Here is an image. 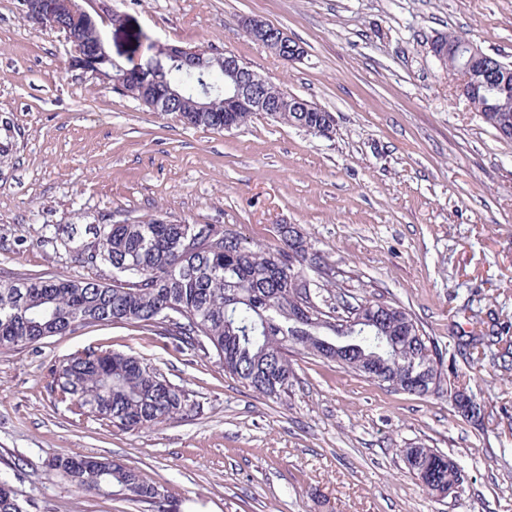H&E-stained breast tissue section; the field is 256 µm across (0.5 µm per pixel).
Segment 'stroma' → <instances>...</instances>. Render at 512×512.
Returning <instances> with one entry per match:
<instances>
[{
	"label": "stroma",
	"instance_id": "stroma-1",
	"mask_svg": "<svg viewBox=\"0 0 512 512\" xmlns=\"http://www.w3.org/2000/svg\"><path fill=\"white\" fill-rule=\"evenodd\" d=\"M102 1L126 18L100 26L124 67L154 44L230 50L334 127L318 135L259 113L225 132L148 111L69 68L62 34L0 0V124L12 143L0 157V275L111 281V267L56 245L55 229L88 243L97 225L159 210L224 225L251 247L292 224L338 288L411 312L485 419L464 421L447 386L391 391L297 348L288 395L262 397L214 353L106 324L0 348V477L29 512H154L55 476L49 461L71 453L137 468L167 491V512H512V369L483 345L452 347L492 317L512 342V140L457 96L431 52L454 32L512 63V0H91ZM247 16L287 30L304 57L270 53L242 30ZM88 350L146 359L190 411L134 432L73 414L53 373ZM414 446L463 468L456 496L436 498L409 472L401 451Z\"/></svg>",
	"mask_w": 512,
	"mask_h": 512
}]
</instances>
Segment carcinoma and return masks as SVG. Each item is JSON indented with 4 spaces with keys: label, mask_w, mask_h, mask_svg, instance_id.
Segmentation results:
<instances>
[{
    "label": "carcinoma",
    "mask_w": 512,
    "mask_h": 512,
    "mask_svg": "<svg viewBox=\"0 0 512 512\" xmlns=\"http://www.w3.org/2000/svg\"><path fill=\"white\" fill-rule=\"evenodd\" d=\"M77 39L96 52L106 47L100 27L82 26ZM164 78L180 88L175 105L188 123L224 129V99L216 112H195L196 75L174 60L161 62ZM475 109L484 110L492 128H512V112H497V100L479 91ZM324 112H283L280 122L315 131ZM193 225L166 212L121 224H105L90 243L74 231H55L54 239L80 254L84 262L112 267V282L79 278L0 276V348H25L89 325L141 323L159 328L172 340L211 349L224 372L250 391L280 399L296 380L288 351L299 346L321 354L325 343L354 344L365 353L386 354L387 370L398 363H429L443 375L434 341L394 301L363 300L331 289L333 280L305 289L308 254L326 268L324 257L303 237L293 238L288 225L277 227L278 243L251 249L222 224ZM221 238L218 248L205 247L208 236ZM55 391L79 414L127 431L174 420L190 410L183 389L171 384L152 364L111 351H90L63 360L55 370ZM420 465L433 467L435 483L451 474L435 464L441 453L419 449ZM50 471L75 488L135 501L165 502L162 488L145 481L132 466L103 456L66 454L49 463ZM27 501L6 479H0V512H27Z\"/></svg>",
    "instance_id": "1"
}]
</instances>
